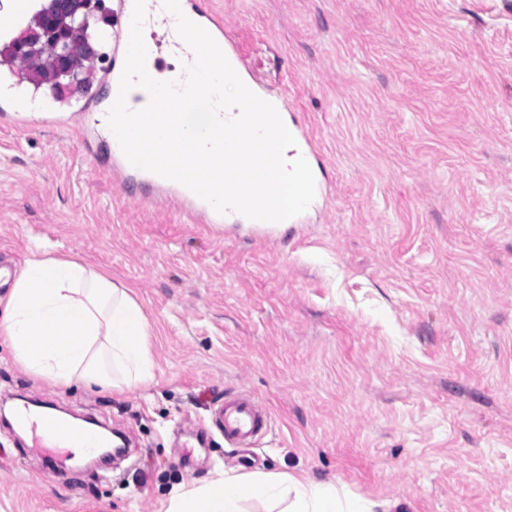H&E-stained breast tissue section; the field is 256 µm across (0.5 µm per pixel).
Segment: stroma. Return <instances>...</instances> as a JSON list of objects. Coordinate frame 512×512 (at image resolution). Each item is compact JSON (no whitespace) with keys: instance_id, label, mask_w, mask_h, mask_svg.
I'll list each match as a JSON object with an SVG mask.
<instances>
[{"instance_id":"35a3bbf8","label":"stroma","mask_w":512,"mask_h":512,"mask_svg":"<svg viewBox=\"0 0 512 512\" xmlns=\"http://www.w3.org/2000/svg\"><path fill=\"white\" fill-rule=\"evenodd\" d=\"M319 154L301 223L216 229L113 181L100 81L0 120V260L81 259L151 326L149 386L32 378L0 343V400L128 441L105 467L0 423V512H158L215 472L346 485L374 512H512V0H206ZM269 412L248 449L225 395ZM211 420L224 432V439L236 447L255 442L268 428L267 413L244 394L224 398L212 412Z\"/></svg>"}]
</instances>
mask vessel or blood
Masks as SVG:
<instances>
[{
	"label": "vessel or blood",
	"instance_id": "obj_1",
	"mask_svg": "<svg viewBox=\"0 0 512 512\" xmlns=\"http://www.w3.org/2000/svg\"><path fill=\"white\" fill-rule=\"evenodd\" d=\"M134 0H113L112 15L116 20L119 37H127L130 27ZM185 12L193 22L202 26L217 42L226 58H233L234 53L229 46L224 21L213 11L204 9L197 0H186ZM146 19L151 27L161 29L162 35L155 39V46L165 44L174 46L183 55L185 62H192L194 55L189 47L174 38L170 29V19L163 7V0H146ZM113 178L125 181L137 175L148 184L168 190V201L178 210L197 217L205 224H234L239 222V213L230 211L218 213L207 201L201 199L192 191L178 182L165 179L148 171L137 170L124 156L118 141H111L110 152ZM21 423L30 425L32 430L40 432L47 441L57 448H72L83 445L86 448L98 447L99 442L95 431L76 433L70 423L62 419H34L29 412L18 415ZM213 424L223 432L224 438L235 446H244L263 435L268 428V415L261 405L252 397L239 394L225 398L211 415Z\"/></svg>",
	"mask_w": 512,
	"mask_h": 512
}]
</instances>
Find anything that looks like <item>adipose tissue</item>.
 <instances>
[{"mask_svg": "<svg viewBox=\"0 0 512 512\" xmlns=\"http://www.w3.org/2000/svg\"><path fill=\"white\" fill-rule=\"evenodd\" d=\"M150 324L129 288L83 262L33 256L0 309V340L33 377L62 387L122 392L154 379ZM372 512L332 482L230 469L175 490L163 512Z\"/></svg>", "mask_w": 512, "mask_h": 512, "instance_id": "1", "label": "adipose tissue"}]
</instances>
